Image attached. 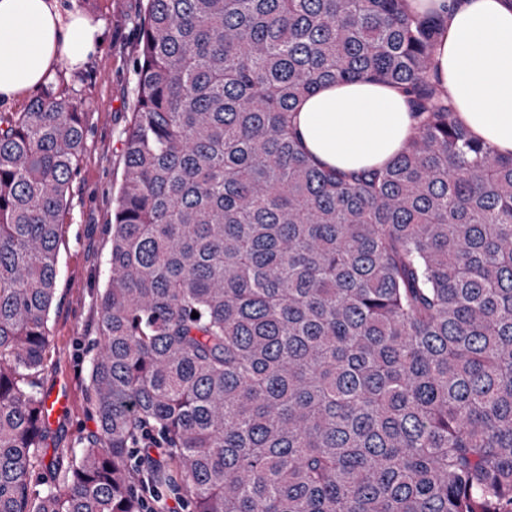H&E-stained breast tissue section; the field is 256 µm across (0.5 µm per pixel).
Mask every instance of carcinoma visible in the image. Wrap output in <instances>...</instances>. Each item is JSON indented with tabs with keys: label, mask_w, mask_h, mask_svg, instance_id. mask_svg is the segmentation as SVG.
Wrapping results in <instances>:
<instances>
[{
	"label": "carcinoma",
	"mask_w": 512,
	"mask_h": 512,
	"mask_svg": "<svg viewBox=\"0 0 512 512\" xmlns=\"http://www.w3.org/2000/svg\"><path fill=\"white\" fill-rule=\"evenodd\" d=\"M438 31L411 0H147L67 465L31 377L84 112L50 84L0 113V512H140L146 433L191 512H512V157L432 81ZM356 80L416 123L348 176L294 112Z\"/></svg>",
	"instance_id": "1"
}]
</instances>
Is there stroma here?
Segmentation results:
<instances>
[{
  "label": "stroma",
  "mask_w": 512,
  "mask_h": 512,
  "mask_svg": "<svg viewBox=\"0 0 512 512\" xmlns=\"http://www.w3.org/2000/svg\"><path fill=\"white\" fill-rule=\"evenodd\" d=\"M61 11H81L102 24L104 42L78 70H58L56 92L83 105L86 136L69 183L62 216L49 342L36 382L44 395L57 384L69 405L49 428L43 455L51 460L82 447L95 428L88 390L90 359L98 350L100 297L108 281L112 197L124 172V140L135 101L136 59L146 0H58Z\"/></svg>",
  "instance_id": "obj_1"
}]
</instances>
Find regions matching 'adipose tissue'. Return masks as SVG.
<instances>
[{
  "instance_id": "ef3b65f1",
  "label": "adipose tissue",
  "mask_w": 512,
  "mask_h": 512,
  "mask_svg": "<svg viewBox=\"0 0 512 512\" xmlns=\"http://www.w3.org/2000/svg\"><path fill=\"white\" fill-rule=\"evenodd\" d=\"M442 28L433 78L469 133L512 155V0H416ZM103 29L85 13H61L55 0H0V100L17 104L78 69ZM408 98L383 83L330 84L298 107L295 131L317 164L347 174L379 168L413 131Z\"/></svg>"
}]
</instances>
